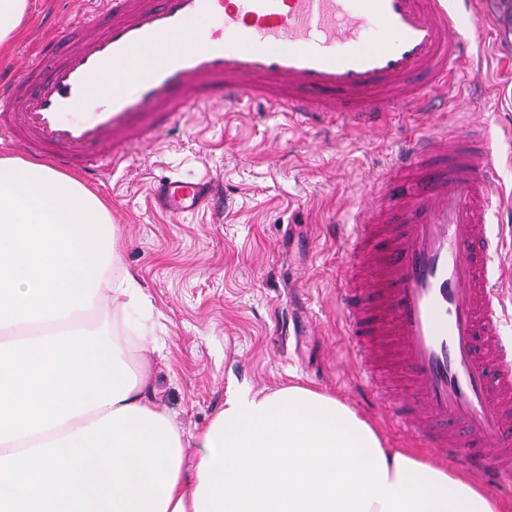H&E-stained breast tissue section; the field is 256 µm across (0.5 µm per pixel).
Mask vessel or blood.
<instances>
[{
  "label": "vessel or blood",
  "instance_id": "b4317fda",
  "mask_svg": "<svg viewBox=\"0 0 512 512\" xmlns=\"http://www.w3.org/2000/svg\"><path fill=\"white\" fill-rule=\"evenodd\" d=\"M44 41L20 79L0 74V139L92 180L115 170L162 120L200 104L259 100L304 116L372 125L425 111L465 72L462 19L446 0H90ZM218 18L223 38L191 44ZM163 48L138 69L141 52ZM112 95L83 94L104 66ZM495 161L469 135L431 132L395 151L383 200L352 227L351 281L340 295L367 393L428 446L477 474L512 482V309L489 232ZM164 210L210 202V182L164 181Z\"/></svg>",
  "mask_w": 512,
  "mask_h": 512
}]
</instances>
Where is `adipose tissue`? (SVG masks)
<instances>
[{
    "label": "adipose tissue",
    "instance_id": "ef3b65f1",
    "mask_svg": "<svg viewBox=\"0 0 512 512\" xmlns=\"http://www.w3.org/2000/svg\"><path fill=\"white\" fill-rule=\"evenodd\" d=\"M119 238L106 204L79 180L0 157V329L64 324L105 301L140 303L117 272ZM125 400L7 444L15 454L63 438L128 405L157 414L146 368ZM166 512H512V500L412 452L390 451L376 427L336 396L303 386L241 391L197 438Z\"/></svg>",
    "mask_w": 512,
    "mask_h": 512
}]
</instances>
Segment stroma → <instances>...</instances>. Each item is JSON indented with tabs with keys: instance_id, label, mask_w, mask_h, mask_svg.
Returning <instances> with one entry per match:
<instances>
[{
	"instance_id": "obj_1",
	"label": "stroma",
	"mask_w": 512,
	"mask_h": 512,
	"mask_svg": "<svg viewBox=\"0 0 512 512\" xmlns=\"http://www.w3.org/2000/svg\"><path fill=\"white\" fill-rule=\"evenodd\" d=\"M22 35L0 53V71L22 75L52 15L57 28L82 17L85 0H32ZM472 66L437 112H397L365 131L347 122L308 125L260 103L202 105L112 173L89 182L109 206L121 240L120 266L148 307L131 313L129 358L146 360L155 398L177 424L185 463L193 437L232 394L302 385L336 396L369 419L387 447L432 449L389 421L356 391V368L337 296L355 223L382 182L400 137L433 123L449 133L477 125L498 158L497 189L512 198V57L505 39L473 8L463 28ZM209 180L224 198L179 215L160 208L154 185Z\"/></svg>"
}]
</instances>
